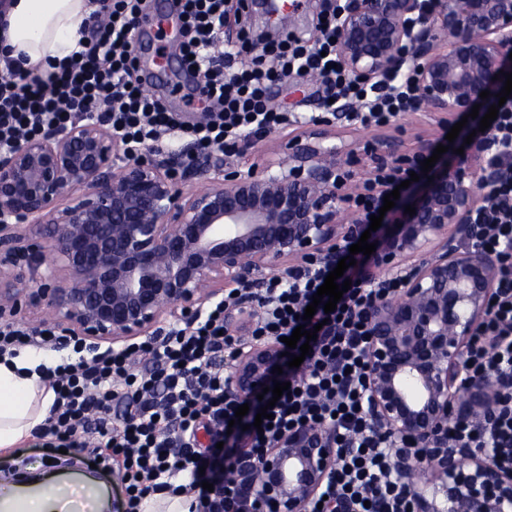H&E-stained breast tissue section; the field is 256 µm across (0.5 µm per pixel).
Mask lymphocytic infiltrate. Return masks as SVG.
Wrapping results in <instances>:
<instances>
[{
  "mask_svg": "<svg viewBox=\"0 0 512 512\" xmlns=\"http://www.w3.org/2000/svg\"><path fill=\"white\" fill-rule=\"evenodd\" d=\"M106 19L83 24L81 49L58 72L41 79L18 70L0 76V153L27 136L64 128L76 120L106 122L137 155L175 154L183 167L195 166L208 151L236 156L252 138L313 121L309 112H291L271 101L272 86L293 76L324 77L323 110L356 102L352 120L384 125L415 109L407 74L365 85L341 66L336 55V18L317 22L318 38L304 42L284 34L258 56L251 53L247 16L237 21L238 40L224 51L226 0H178L185 67L199 76L195 101L199 119L181 113L134 79V33L144 0H105ZM495 146L487 162L496 178L475 221L483 227L482 248L497 252V275L488 320L470 341L471 375L512 372V96L489 127ZM334 262L317 260L273 275L260 287L238 289L202 308L191 321L123 348L101 351L81 341L54 364L40 367L55 394L49 417L34 431L52 448H83L99 469L121 476L124 512H141L145 499L191 497L190 512H256L228 475L244 458L260 459L280 435L301 424L333 432L336 460L321 490L327 506L309 501L305 512H334L333 502L350 512H407L408 490L389 466L390 445L369 431L368 397L362 381L366 330L364 314L380 291L364 284L358 267L344 272L351 287L334 312L306 307ZM249 296L252 308L244 334L226 331L224 316ZM317 333L299 367L284 368L278 382L288 390L272 409L270 427L243 429L235 423L239 406L227 391L232 363L245 341L291 336L297 326ZM55 328L42 331L0 323V359L24 348L47 347ZM452 438L502 457L512 467V398L489 430L463 421L451 425ZM212 490H204L203 482Z\"/></svg>",
  "mask_w": 512,
  "mask_h": 512,
  "instance_id": "1",
  "label": "lymphocytic infiltrate"
}]
</instances>
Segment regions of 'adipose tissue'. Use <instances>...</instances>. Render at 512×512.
Returning a JSON list of instances; mask_svg holds the SVG:
<instances>
[{"mask_svg":"<svg viewBox=\"0 0 512 512\" xmlns=\"http://www.w3.org/2000/svg\"><path fill=\"white\" fill-rule=\"evenodd\" d=\"M90 0H11L0 15V72L12 68L44 75L78 51ZM51 353L25 349L0 363V451L30 438L54 402L36 368ZM0 512H112V494L102 480L39 465L27 474L0 469Z\"/></svg>","mask_w":512,"mask_h":512,"instance_id":"obj_1","label":"adipose tissue"}]
</instances>
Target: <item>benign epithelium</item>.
Wrapping results in <instances>:
<instances>
[{
	"instance_id": "7a95c632",
	"label": "benign epithelium",
	"mask_w": 512,
	"mask_h": 512,
	"mask_svg": "<svg viewBox=\"0 0 512 512\" xmlns=\"http://www.w3.org/2000/svg\"><path fill=\"white\" fill-rule=\"evenodd\" d=\"M336 30V55L362 83L412 64L417 110L438 123L491 105L512 72V0H344ZM432 151L428 141L353 137L329 119L295 133L286 158L246 169L221 152L190 169L175 155L139 159L100 121L21 140L0 156V319L38 301L61 343L153 336L269 272L339 258ZM486 152L475 138L408 188L361 269L375 287L386 275L400 281L366 312L363 381L410 512H512V469L448 440L457 419L485 429L512 392V374L472 378L465 368L500 266L476 247L473 223L496 177ZM281 353L273 340L247 342L229 392L250 401ZM335 452L327 427H296L234 480L258 508L304 512Z\"/></svg>"
}]
</instances>
